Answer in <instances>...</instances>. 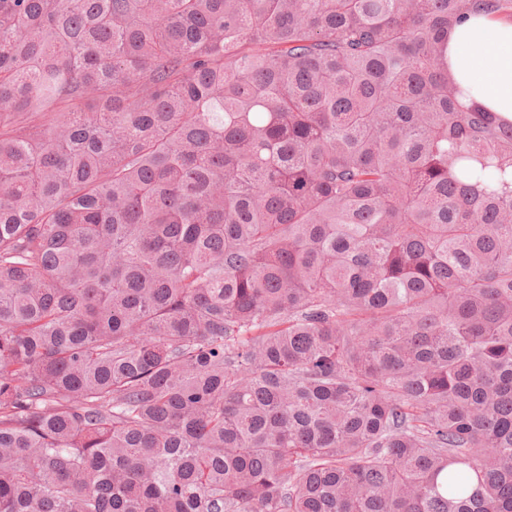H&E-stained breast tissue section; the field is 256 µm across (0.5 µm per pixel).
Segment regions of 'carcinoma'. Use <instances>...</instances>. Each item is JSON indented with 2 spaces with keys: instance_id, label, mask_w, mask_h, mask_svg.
I'll list each match as a JSON object with an SVG mask.
<instances>
[{
  "instance_id": "obj_1",
  "label": "carcinoma",
  "mask_w": 512,
  "mask_h": 512,
  "mask_svg": "<svg viewBox=\"0 0 512 512\" xmlns=\"http://www.w3.org/2000/svg\"><path fill=\"white\" fill-rule=\"evenodd\" d=\"M512 0H0V512H512ZM504 15L470 18L448 34V75L464 88L463 104L512 122V17Z\"/></svg>"
}]
</instances>
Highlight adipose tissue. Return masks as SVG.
Wrapping results in <instances>:
<instances>
[{
    "label": "adipose tissue",
    "mask_w": 512,
    "mask_h": 512,
    "mask_svg": "<svg viewBox=\"0 0 512 512\" xmlns=\"http://www.w3.org/2000/svg\"><path fill=\"white\" fill-rule=\"evenodd\" d=\"M448 74L464 88L463 104L512 122V17H473L453 30Z\"/></svg>",
    "instance_id": "adipose-tissue-1"
}]
</instances>
